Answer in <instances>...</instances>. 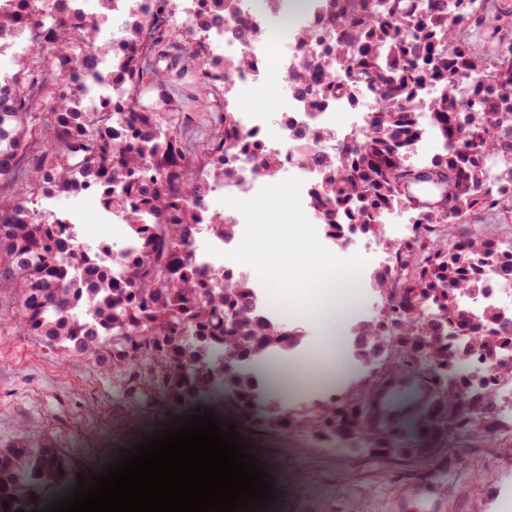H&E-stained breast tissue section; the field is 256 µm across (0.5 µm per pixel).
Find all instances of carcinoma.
I'll list each match as a JSON object with an SVG mask.
<instances>
[{
    "label": "carcinoma",
    "instance_id": "1",
    "mask_svg": "<svg viewBox=\"0 0 512 512\" xmlns=\"http://www.w3.org/2000/svg\"><path fill=\"white\" fill-rule=\"evenodd\" d=\"M196 16L203 28L214 15L235 19L239 0H201ZM320 18L299 29L296 64L287 81L307 85L319 76L315 99L327 100L367 80L374 89L364 135L337 153L322 147L334 133L321 129L297 150L301 165L320 162L313 209L329 230L346 234L352 225L383 237V218L400 208L416 209L414 229L386 243L401 263L371 277L384 300L379 317L352 329L353 354H377L380 370L395 373L420 362L433 370L436 399L400 422L379 417L362 428L358 396L328 399L295 418L281 405L263 413L265 422L288 430L299 424L331 448H379L391 468L414 481L431 474L413 470L420 448L409 437L420 427L445 435H471L487 417L462 397L458 361L444 338L456 329L471 337L469 352L491 358L506 338L470 325L456 301L474 288L484 271L512 278V251L499 247V226L512 213V47L493 56L470 35L489 20L485 0H320ZM108 15L86 17L65 10L63 0H11L0 11V40L37 29L33 48L17 60L15 77L0 86V184L24 175L30 198L0 197V280L17 289L23 327L73 356H90L112 371L131 402L153 394L216 385L251 405L258 401L252 371L262 355L288 351L298 331L258 317L252 285L222 268L198 267L191 244L202 233L235 235L236 225L210 209L206 184L224 178L238 154L251 157L250 174L273 177L282 168L277 152L242 134L236 113L224 112V136L207 162L193 169L176 130L143 112L133 96L92 104L76 112L71 74L89 71L106 47L96 41ZM176 23L171 0L147 4L119 24L128 50L116 64L129 91L140 84L142 44L152 31L161 42ZM175 58L201 59L206 40L184 30ZM46 53L59 76L41 137L33 149L34 112L44 86L28 60ZM254 66L242 52L203 61L200 75L231 89ZM433 123L443 152L427 165L410 155ZM434 173L450 192L440 208L412 202L406 183L419 171ZM88 192L99 206L125 216L132 238L142 242L113 256L123 276L112 277V245L86 244L88 255L69 270L61 256L73 249L79 229L55 224L29 202L46 196ZM486 219L477 231L459 224ZM417 347L396 358L388 351L398 339ZM50 454L17 444L0 450V489L30 488L44 474Z\"/></svg>",
    "mask_w": 512,
    "mask_h": 512
}]
</instances>
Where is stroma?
<instances>
[{"instance_id": "stroma-1", "label": "stroma", "mask_w": 512, "mask_h": 512, "mask_svg": "<svg viewBox=\"0 0 512 512\" xmlns=\"http://www.w3.org/2000/svg\"><path fill=\"white\" fill-rule=\"evenodd\" d=\"M165 51L162 45L145 46L144 76L134 100L139 109L156 113L175 127L187 156L198 163L223 134L225 110L256 112L260 106L256 97H235L222 83L200 78L196 62L169 65ZM157 70L168 76L171 98L165 102L153 87ZM303 178L301 169L282 167L252 203L257 206L283 193L288 205L275 211L269 223L249 220L238 225V238L246 243L264 236L284 246L289 225L297 224L314 250L334 255L295 192ZM15 298L13 288L0 287V448L22 443L36 451L49 448L57 457L80 453L90 476L118 462V449L140 443L178 418L200 410L221 412L219 397L204 391L179 400L157 419L131 425L128 433H121L120 419L132 404L121 395L111 374L94 358L67 355L44 337L20 328ZM268 300L277 320L301 330L304 344L313 353L298 364L281 358L271 362L279 382L293 377L298 385L290 392L277 390L267 406L284 399L290 407L305 411L327 396L326 381L347 390L357 384L360 371H343L325 348V330L316 317L319 303L306 284H297L285 295L269 294ZM222 414L235 424L241 443L274 482L276 500L264 512H512V437L490 440L475 435L446 441L432 430L418 431L413 444L446 445L460 449L461 455L451 469L434 471L428 483L414 485L391 476L380 456L355 457L343 448L322 452L300 430L289 433L292 455L283 459L253 437L250 426L256 421L255 410L243 407Z\"/></svg>"}]
</instances>
